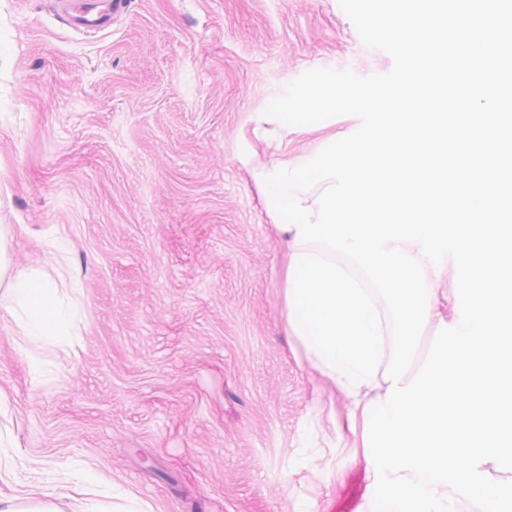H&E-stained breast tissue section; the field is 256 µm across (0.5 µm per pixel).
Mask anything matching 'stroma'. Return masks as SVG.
<instances>
[{
  "instance_id": "35a3bbf8",
  "label": "stroma",
  "mask_w": 512,
  "mask_h": 512,
  "mask_svg": "<svg viewBox=\"0 0 512 512\" xmlns=\"http://www.w3.org/2000/svg\"><path fill=\"white\" fill-rule=\"evenodd\" d=\"M50 0H0V224L13 264L69 247L79 345L31 346L0 316V495L74 512L86 471L149 512H358L347 402L286 332L289 247L251 168L297 167L353 116L257 133L275 88L314 68L391 70L338 0H128L70 31ZM335 447L333 462L303 444Z\"/></svg>"
}]
</instances>
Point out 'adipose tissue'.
I'll use <instances>...</instances> for the list:
<instances>
[{
    "mask_svg": "<svg viewBox=\"0 0 512 512\" xmlns=\"http://www.w3.org/2000/svg\"><path fill=\"white\" fill-rule=\"evenodd\" d=\"M12 229L0 225V313L7 315L29 340L57 347L78 343L84 326L79 280L70 269L69 250L58 238L44 239L46 254L55 261L53 272L34 265L14 270L9 258ZM80 512H147L143 501L121 487L110 495L92 488Z\"/></svg>",
    "mask_w": 512,
    "mask_h": 512,
    "instance_id": "adipose-tissue-1",
    "label": "adipose tissue"
}]
</instances>
